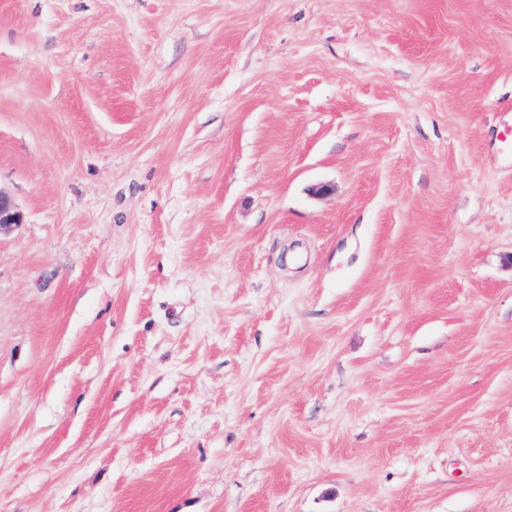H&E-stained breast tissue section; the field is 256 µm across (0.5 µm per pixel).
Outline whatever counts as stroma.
<instances>
[{
    "mask_svg": "<svg viewBox=\"0 0 512 512\" xmlns=\"http://www.w3.org/2000/svg\"><path fill=\"white\" fill-rule=\"evenodd\" d=\"M512 0H0V512H512Z\"/></svg>",
    "mask_w": 512,
    "mask_h": 512,
    "instance_id": "stroma-1",
    "label": "stroma"
}]
</instances>
